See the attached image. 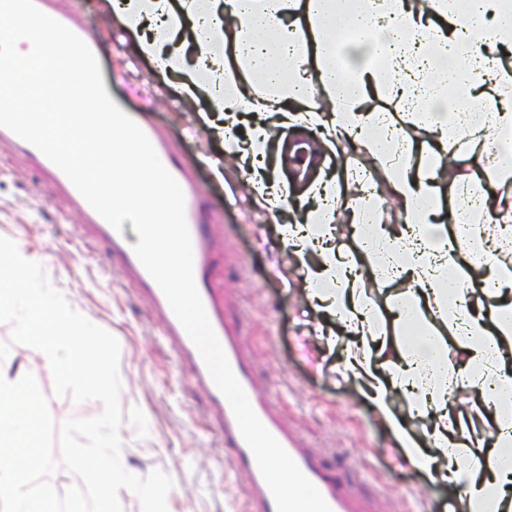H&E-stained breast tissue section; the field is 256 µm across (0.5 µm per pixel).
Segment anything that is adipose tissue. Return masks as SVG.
I'll return each mask as SVG.
<instances>
[{"label":"adipose tissue","instance_id":"adipose-tissue-1","mask_svg":"<svg viewBox=\"0 0 512 512\" xmlns=\"http://www.w3.org/2000/svg\"><path fill=\"white\" fill-rule=\"evenodd\" d=\"M114 11L126 29L157 21L163 32L181 18L170 0H116ZM198 62L185 69L177 50L163 51L159 37L137 39L138 55L160 72L184 70L180 92L186 101L203 94L202 73H219L207 96L210 109L233 124L240 109L277 108L290 123L319 124L328 140H344L387 154L391 174L384 194L407 214L404 224H379L368 192L337 199L322 193L304 223L280 228L312 297L361 341L343 365L361 379L374 413L403 458L440 474L463 490L464 512H512V305L480 310L460 298V286L482 272L481 291L498 300L512 291V266H480L474 254L487 235L468 232V248L449 235L440 213L437 172L456 165L463 153H480L495 138L502 156L492 171L458 172L451 179L461 204L497 214L495 233H512V103L473 115L480 100L498 97L512 84V63L500 55L512 47V0H194L186 17ZM483 21L482 53L471 54L472 24ZM465 65H457V58ZM498 62L497 79L487 67ZM392 93L398 111L376 109L375 99ZM429 103L436 147L415 152L401 134L400 110ZM415 164H407L408 155ZM353 211L365 229L363 254L381 275L401 280L404 290L389 309L402 327L386 370L374 359L376 325L370 305L357 297L358 267L334 244L338 207ZM455 337V360L447 362L445 335ZM24 366L0 362V512H34L37 493L22 478L28 456V399ZM477 387L490 399L493 441L477 438L471 454L458 448L448 426L447 392ZM408 397L428 424L419 442L396 412L393 394Z\"/></svg>","mask_w":512,"mask_h":512}]
</instances>
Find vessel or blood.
Instances as JSON below:
<instances>
[{
  "mask_svg": "<svg viewBox=\"0 0 512 512\" xmlns=\"http://www.w3.org/2000/svg\"><path fill=\"white\" fill-rule=\"evenodd\" d=\"M139 126L149 138L162 164L184 192L195 283L214 332L256 415L295 460L305 476L319 489L331 512H380L375 500L358 499L350 495L341 480L323 466L319 453L315 449L304 447L295 432L274 412L270 401L257 395L245 343L230 323L228 308L218 288L211 283L210 267L215 241L210 232L207 215L200 206L201 193L196 172L191 166L174 160L168 137L162 129L144 119L140 120ZM2 139L10 141L70 200L83 218L81 232L106 244L109 269L134 286L148 302L152 320L158 326L161 338L171 348L179 374L205 395L233 467L245 478L247 497L252 505L251 512H277L272 493L239 431L229 403L215 385L199 351L177 320L162 290L136 257L126 234L117 232L104 220L86 202L67 176L37 148L10 130L0 127V140Z\"/></svg>",
  "mask_w": 512,
  "mask_h": 512,
  "instance_id": "obj_1",
  "label": "vessel or blood"
}]
</instances>
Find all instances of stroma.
Listing matches in <instances>:
<instances>
[{"mask_svg": "<svg viewBox=\"0 0 512 512\" xmlns=\"http://www.w3.org/2000/svg\"><path fill=\"white\" fill-rule=\"evenodd\" d=\"M56 7L78 13L99 43L112 98L126 111L145 113L167 134L176 158L197 165L202 206L213 215L217 243L212 277L247 343L258 393L309 447L319 449L325 466L339 472L353 493L381 500L384 512H448L449 499L460 498V490L401 460L359 381L338 371L349 340L344 326L316 308L310 282L280 246L281 225L298 223L302 203L318 183L343 193L356 187L361 174L379 184L387 159L373 149L351 153L338 142L324 145L313 126L308 134L317 140L319 158L306 178L296 179L283 156L295 129L271 120L265 174L287 189L288 202L257 206L249 165L223 159L224 142L204 120L207 98L186 102L180 74L159 73L151 60L133 56L136 34L121 28L113 0H56ZM217 156L223 159L218 173L210 164ZM80 222L49 181L13 145L0 142V237L32 255L69 305L120 344L125 468L141 477L156 469L170 476L176 512H248L244 480L233 471L204 394L176 372L147 302L107 272L103 244L79 238ZM9 357L34 375L55 422L101 412L98 401L78 404L55 396L51 367L40 351L12 344Z\"/></svg>", "mask_w": 512, "mask_h": 512, "instance_id": "1", "label": "stroma"}]
</instances>
